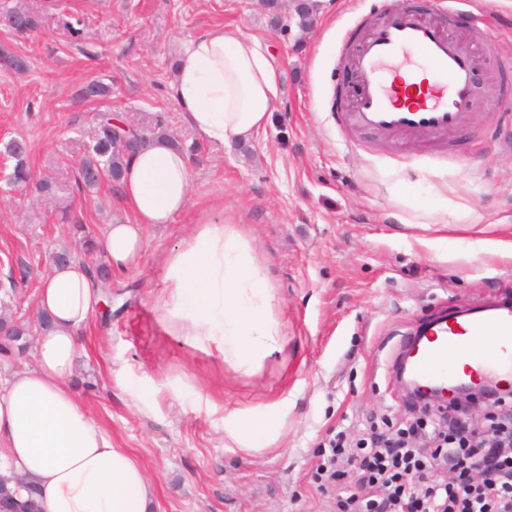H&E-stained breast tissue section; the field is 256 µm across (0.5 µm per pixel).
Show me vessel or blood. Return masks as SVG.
<instances>
[{
	"label": "vessel or blood",
	"instance_id": "b4317fda",
	"mask_svg": "<svg viewBox=\"0 0 512 512\" xmlns=\"http://www.w3.org/2000/svg\"><path fill=\"white\" fill-rule=\"evenodd\" d=\"M370 33L353 48L351 103L333 99L338 125L380 135H423L433 142L466 127L476 93L477 60L444 25L410 6L382 4L368 15ZM426 65L433 82L408 100L395 64ZM409 369L421 388L445 391L461 382L493 386L512 378V301L504 299L466 316L429 323L422 337L403 342Z\"/></svg>",
	"mask_w": 512,
	"mask_h": 512
}]
</instances>
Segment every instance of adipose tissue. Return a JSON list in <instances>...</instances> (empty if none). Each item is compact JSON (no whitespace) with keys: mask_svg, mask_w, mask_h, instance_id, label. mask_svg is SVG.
I'll return each instance as SVG.
<instances>
[{"mask_svg":"<svg viewBox=\"0 0 512 512\" xmlns=\"http://www.w3.org/2000/svg\"><path fill=\"white\" fill-rule=\"evenodd\" d=\"M174 98L188 126L210 144L250 140L270 122L281 67L240 30L212 28L191 39L176 65ZM186 153L165 139L146 141L128 158L120 181L127 222L105 225L92 243L111 271L135 267L147 246L145 228L172 223L190 201ZM170 297L182 330L206 336L225 360L254 369L278 345L281 323L248 236L234 224L203 222L166 256ZM102 302V280L81 262L52 265L36 310L48 320L33 368L0 385V474L16 473L40 491L41 512H152L156 490L125 449L78 399L72 381L82 337ZM286 403L260 413L233 412L224 430L242 448L274 443Z\"/></svg>","mask_w":512,"mask_h":512,"instance_id":"adipose-tissue-1","label":"adipose tissue"}]
</instances>
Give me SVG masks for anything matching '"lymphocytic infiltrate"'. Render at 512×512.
I'll list each match as a JSON object with an SVG mask.
<instances>
[{
    "label": "lymphocytic infiltrate",
    "mask_w": 512,
    "mask_h": 512,
    "mask_svg": "<svg viewBox=\"0 0 512 512\" xmlns=\"http://www.w3.org/2000/svg\"><path fill=\"white\" fill-rule=\"evenodd\" d=\"M484 394L490 414L482 431L461 421L430 430L419 418L405 434H376L355 448L343 434L331 438L316 465L317 476L339 480L349 467L357 473L337 501L339 512H512V457L490 462L475 446L484 434L512 432V409L502 410L495 389ZM425 433L435 443L430 454L406 446L405 437ZM442 463L454 473L444 484L431 478Z\"/></svg>",
    "instance_id": "obj_1"
}]
</instances>
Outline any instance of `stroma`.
I'll return each instance as SVG.
<instances>
[{
  "label": "stroma",
  "instance_id": "obj_1",
  "mask_svg": "<svg viewBox=\"0 0 512 512\" xmlns=\"http://www.w3.org/2000/svg\"><path fill=\"white\" fill-rule=\"evenodd\" d=\"M363 2L317 0L304 29L274 24L261 0H0V14L22 6L39 21L27 39L0 27V48L26 65L0 68V267L30 269L0 313L34 323L50 253L75 244L70 222L96 236L126 221L119 183L76 187L101 113L144 128L164 121L190 150L187 209L147 227L138 269L112 277L76 376L113 447L154 484L155 512H332L338 491L314 476L321 447L339 431L355 440L406 421L402 340L440 314L512 296V0H463L450 15L481 68L480 104L452 137L456 153L337 127L328 102L353 84L342 38ZM215 26L257 37L282 69L270 124L230 149L195 135L171 96L185 43ZM93 81L109 93L83 98ZM14 140L53 195L9 184ZM204 217L240 225L272 287L281 342L249 373L171 313L163 258ZM283 400L288 417L269 447L245 450L225 435L226 413Z\"/></svg>",
  "mask_w": 512,
  "mask_h": 512
}]
</instances>
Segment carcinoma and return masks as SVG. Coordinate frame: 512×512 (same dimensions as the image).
<instances>
[{
  "mask_svg": "<svg viewBox=\"0 0 512 512\" xmlns=\"http://www.w3.org/2000/svg\"><path fill=\"white\" fill-rule=\"evenodd\" d=\"M9 20L6 27L15 35L28 38L38 28L35 15L22 8H14L5 13ZM119 128L112 125V117L103 116L98 122L93 135V143L89 155L77 168V185L88 192L100 187V174L113 181L121 179L122 169L128 157L122 139L118 135ZM9 154L15 159V165L9 181L17 186L29 187L38 194L52 191V183L46 179H34L25 155L24 144L13 141L7 146ZM27 335L23 326L13 323L9 318L0 315V352L7 353L14 347L21 346V340ZM26 490L28 497L22 498L21 490ZM36 489L30 486L15 485L8 477H0V512H40L34 500Z\"/></svg>",
  "mask_w": 512,
  "mask_h": 512,
  "instance_id": "carcinoma-1",
  "label": "carcinoma"
}]
</instances>
